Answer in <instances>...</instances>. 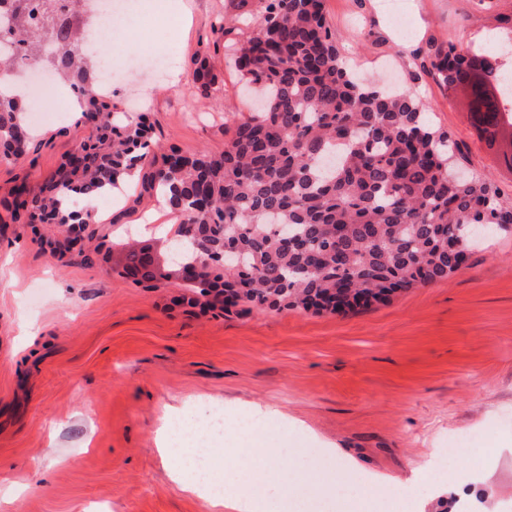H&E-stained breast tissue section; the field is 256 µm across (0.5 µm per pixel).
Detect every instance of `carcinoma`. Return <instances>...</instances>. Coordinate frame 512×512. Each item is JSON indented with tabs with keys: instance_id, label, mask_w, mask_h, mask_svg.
I'll list each match as a JSON object with an SVG mask.
<instances>
[{
	"instance_id": "carcinoma-1",
	"label": "carcinoma",
	"mask_w": 512,
	"mask_h": 512,
	"mask_svg": "<svg viewBox=\"0 0 512 512\" xmlns=\"http://www.w3.org/2000/svg\"><path fill=\"white\" fill-rule=\"evenodd\" d=\"M80 0H15L0 17L22 46L77 88L81 118L111 121L81 142L38 188H14L15 224H84L72 197L121 191L130 179L140 194L163 198L178 214L173 243L183 246L181 269L202 254L212 259L234 247L244 269L213 268L183 287L207 296L209 308L249 304L338 312V304L365 299L360 308L399 292L446 279L469 252L472 224L512 233V203L487 175L459 180L465 160L450 135L432 125L410 91L365 86L344 66L325 17V0H264L255 27L242 29L246 10L224 19L233 32L232 60L240 74L263 86L265 106L233 119L219 154L187 156L176 147L151 149L150 128L112 104L80 54L79 30L65 21ZM483 49L463 52L450 43L431 67L439 85L456 91L479 64L495 77L487 110L467 100L471 126L498 161L512 170V98L508 76ZM0 152L14 160L29 153L19 120L26 107L0 89ZM288 225L293 239H282ZM124 270L140 282L157 280L145 249L125 245Z\"/></svg>"
}]
</instances>
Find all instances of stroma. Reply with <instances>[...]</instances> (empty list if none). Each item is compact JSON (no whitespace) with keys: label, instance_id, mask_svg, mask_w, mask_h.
I'll return each mask as SVG.
<instances>
[{"label":"stroma","instance_id":"obj_1","mask_svg":"<svg viewBox=\"0 0 512 512\" xmlns=\"http://www.w3.org/2000/svg\"><path fill=\"white\" fill-rule=\"evenodd\" d=\"M382 0H326L343 62L366 81L423 99L433 123L468 148V172L493 177L512 201V171L478 140L461 100L420 63L435 46L483 47L512 19V0H401L400 35ZM153 23L114 22V64L154 45L170 77L112 83V101L143 114L151 138L182 153H218L233 118L258 107L243 92L224 37L211 26L231 0H157ZM176 45L158 44L162 26ZM207 63L209 90L193 72ZM30 161L0 157V512H213L168 476L159 436L207 414L267 409V448L329 449L282 460L290 479L346 475L424 480L440 451L452 470H477L512 512V234L493 235L447 279L349 313L280 307L205 310L182 302L177 281L148 288L124 275L112 239L139 235L169 262L165 207L138 189L94 200L116 223L92 224L83 254L57 260L52 224L6 222L20 181L38 186L92 127L76 113L30 124ZM484 437L480 455L453 445Z\"/></svg>","mask_w":512,"mask_h":512}]
</instances>
